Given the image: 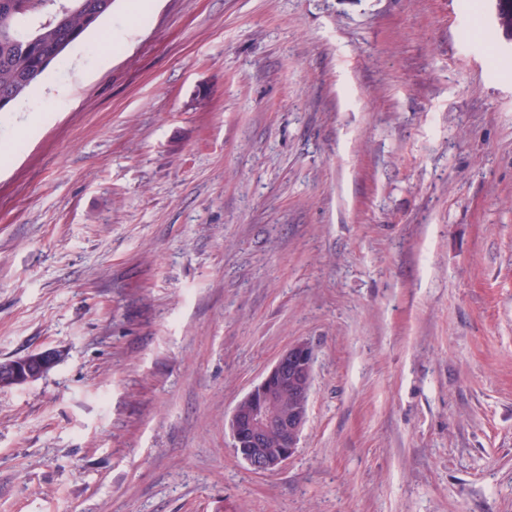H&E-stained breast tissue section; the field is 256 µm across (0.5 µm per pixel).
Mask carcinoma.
Returning a JSON list of instances; mask_svg holds the SVG:
<instances>
[{"mask_svg": "<svg viewBox=\"0 0 512 512\" xmlns=\"http://www.w3.org/2000/svg\"><path fill=\"white\" fill-rule=\"evenodd\" d=\"M114 0H0V112L74 42L94 27ZM21 18L29 26L18 25Z\"/></svg>", "mask_w": 512, "mask_h": 512, "instance_id": "obj_1", "label": "carcinoma"}]
</instances>
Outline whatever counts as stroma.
I'll return each instance as SVG.
<instances>
[{
  "label": "stroma",
  "instance_id": "obj_1",
  "mask_svg": "<svg viewBox=\"0 0 512 512\" xmlns=\"http://www.w3.org/2000/svg\"><path fill=\"white\" fill-rule=\"evenodd\" d=\"M115 0L0 114V512H512V0ZM295 454L235 406L296 341ZM314 362L308 342L293 343L234 408L229 422L232 446L255 473L279 469L296 452L308 414ZM288 391L291 404L284 409L280 399ZM272 430L278 436V448L273 434L266 443Z\"/></svg>",
  "mask_w": 512,
  "mask_h": 512
}]
</instances>
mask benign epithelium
I'll list each match as a JSON object with an SVG mask.
<instances>
[{"label": "benign epithelium", "mask_w": 512, "mask_h": 512, "mask_svg": "<svg viewBox=\"0 0 512 512\" xmlns=\"http://www.w3.org/2000/svg\"><path fill=\"white\" fill-rule=\"evenodd\" d=\"M314 362L308 342L293 343L234 408L229 422L233 448L252 471L273 472L296 452L308 414ZM23 363L29 367V380L34 381L55 363V355L51 351L37 352L25 357ZM272 430L278 436L276 448L266 446Z\"/></svg>", "instance_id": "7a95c632"}]
</instances>
